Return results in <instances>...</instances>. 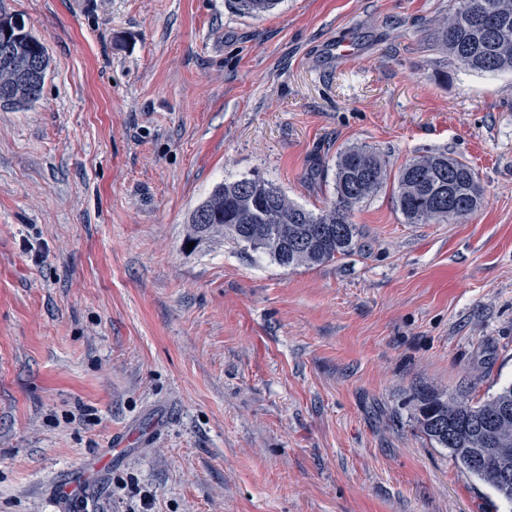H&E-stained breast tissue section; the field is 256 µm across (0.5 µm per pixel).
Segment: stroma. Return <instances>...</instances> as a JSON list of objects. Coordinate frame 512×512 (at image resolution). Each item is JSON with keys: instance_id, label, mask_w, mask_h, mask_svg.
I'll use <instances>...</instances> for the list:
<instances>
[{"instance_id": "1", "label": "stroma", "mask_w": 512, "mask_h": 512, "mask_svg": "<svg viewBox=\"0 0 512 512\" xmlns=\"http://www.w3.org/2000/svg\"><path fill=\"white\" fill-rule=\"evenodd\" d=\"M454 8L0 0L51 59L0 105V512H512L414 417L512 384V75L437 50ZM357 145L464 159L485 202L408 224L382 190L311 268L195 239L225 181L324 207Z\"/></svg>"}]
</instances>
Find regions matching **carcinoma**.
Segmentation results:
<instances>
[{
  "label": "carcinoma",
  "mask_w": 512,
  "mask_h": 512,
  "mask_svg": "<svg viewBox=\"0 0 512 512\" xmlns=\"http://www.w3.org/2000/svg\"><path fill=\"white\" fill-rule=\"evenodd\" d=\"M276 0H232L243 14L260 16ZM436 47L460 66L477 73L512 72V0H457L453 12L434 20ZM392 186V200L408 224H458L484 204L475 170L443 152L424 151L394 175L375 150L353 146L336 159L335 199L308 210L261 177L217 185L190 214L200 234L221 233L237 244L270 256L286 268L319 266L354 245L352 215L366 200ZM207 223H197L198 212ZM420 430L458 465L499 498L512 503V485L495 470L472 460L487 447L486 423L494 421L502 446L512 448V385L484 401L430 392L416 408Z\"/></svg>",
  "instance_id": "carcinoma-1"
}]
</instances>
